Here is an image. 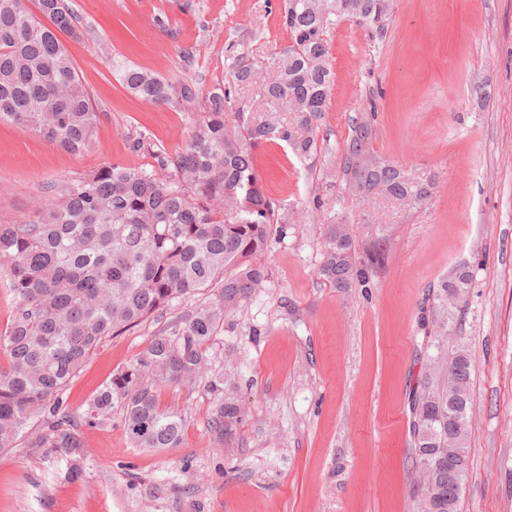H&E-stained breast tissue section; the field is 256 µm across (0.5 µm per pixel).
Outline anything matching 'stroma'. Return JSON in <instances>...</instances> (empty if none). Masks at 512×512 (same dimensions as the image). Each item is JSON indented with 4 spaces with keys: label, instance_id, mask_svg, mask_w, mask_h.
Returning <instances> with one entry per match:
<instances>
[{
    "label": "stroma",
    "instance_id": "1",
    "mask_svg": "<svg viewBox=\"0 0 512 512\" xmlns=\"http://www.w3.org/2000/svg\"><path fill=\"white\" fill-rule=\"evenodd\" d=\"M67 2L79 25L62 42L99 114L96 146L72 154L0 124L2 224L25 221L46 185L108 163L155 169L184 147L193 110L141 102L116 65L204 94L223 80L229 44L265 67L289 44L284 0ZM329 44L315 162L280 141L254 152L263 191L290 222L260 258L267 282L225 314L209 350L225 395L248 409L235 446L209 431L206 384L171 388L163 400L185 414L181 447H134L116 412L84 428L77 479L43 449L0 453V512H415L409 395L435 288L460 263L473 270L458 303L473 380L462 512H512V0H392L383 29L345 19ZM363 112L375 115V154L434 177L423 204L347 191L343 155ZM327 213L353 224L361 260L380 246L368 226L386 228L367 287L342 295L319 277ZM209 299L192 295L107 338L70 383L69 407Z\"/></svg>",
    "mask_w": 512,
    "mask_h": 512
}]
</instances>
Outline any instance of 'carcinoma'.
I'll list each match as a JSON object with an SVG mask.
<instances>
[{
  "label": "carcinoma",
  "instance_id": "cac0c4a2",
  "mask_svg": "<svg viewBox=\"0 0 512 512\" xmlns=\"http://www.w3.org/2000/svg\"><path fill=\"white\" fill-rule=\"evenodd\" d=\"M391 0H285L283 24L290 44L273 73L261 71L235 45L227 46L224 82L205 97L184 148L160 158L161 171L108 164L51 188L29 219L0 224V284L12 296L10 322L0 332V451L18 445L68 458L79 474L82 428L122 412L137 448L161 451L182 444L185 416L162 405L160 392L190 386L211 371L210 342L224 314L242 306L267 280L257 261L284 231L281 207L264 194L252 162L262 141L279 140L302 162L318 154L317 128L334 81L328 33L344 19L381 26ZM42 23L26 0H0V124L41 134L69 152L94 144L98 122L58 34L76 31L66 0H39ZM123 87L160 106L194 104L195 86L175 87L132 66H116ZM374 113L353 123L342 174L353 195L383 193L401 205L427 200L434 180L415 178L375 155ZM352 225L325 223L320 276L341 294L366 287L367 269L355 260ZM470 266L441 281L427 338L448 345V291L463 297ZM213 289V298L153 337L127 367L73 412L64 394L88 358L109 336L163 313L187 296ZM425 365L413 392L412 496L422 512L460 510L470 471H448V448L469 451L471 357L459 344L435 380ZM224 377L210 380L214 394L210 433L224 446L237 440L246 410L224 397Z\"/></svg>",
  "mask_w": 512,
  "mask_h": 512
}]
</instances>
